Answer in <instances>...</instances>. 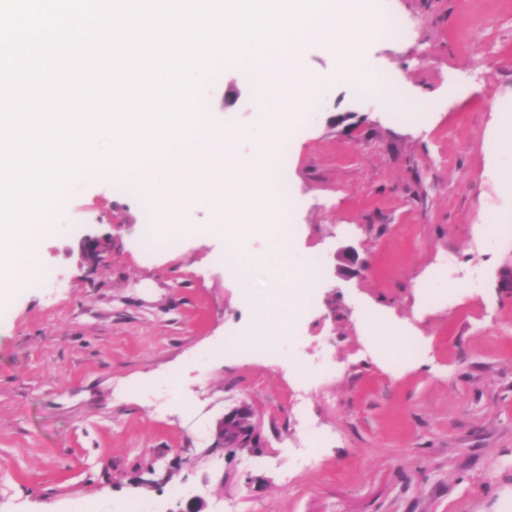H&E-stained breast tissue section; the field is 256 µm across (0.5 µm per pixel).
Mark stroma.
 Returning a JSON list of instances; mask_svg holds the SVG:
<instances>
[{"label":"stroma","mask_w":512,"mask_h":512,"mask_svg":"<svg viewBox=\"0 0 512 512\" xmlns=\"http://www.w3.org/2000/svg\"><path fill=\"white\" fill-rule=\"evenodd\" d=\"M363 8L410 33L366 39L359 80L322 37L305 49L325 82L288 141V263L322 277L283 355L225 348L258 331L281 219L236 250L214 233L252 205L244 179L174 208L175 181L72 180L40 250L54 278L0 310V512H512V0ZM197 93L234 156L277 143L243 70ZM152 208L179 245L145 252ZM248 254L246 281L225 258ZM243 400L259 449L208 453Z\"/></svg>","instance_id":"stroma-1"}]
</instances>
